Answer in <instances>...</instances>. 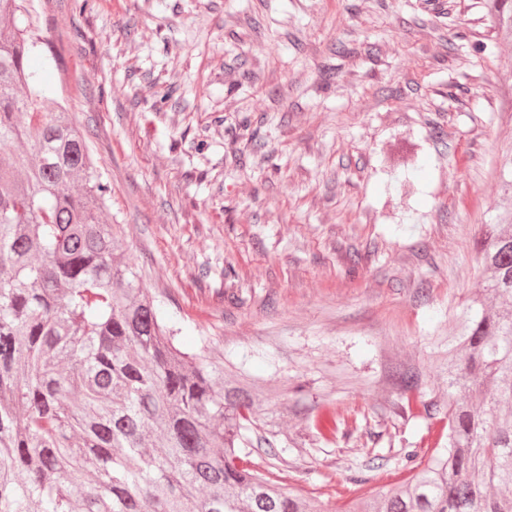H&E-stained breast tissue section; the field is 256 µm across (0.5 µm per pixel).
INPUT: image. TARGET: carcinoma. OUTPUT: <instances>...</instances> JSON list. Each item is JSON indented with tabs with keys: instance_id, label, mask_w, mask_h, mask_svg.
Returning <instances> with one entry per match:
<instances>
[{
	"instance_id": "cac0c4a2",
	"label": "carcinoma",
	"mask_w": 512,
	"mask_h": 512,
	"mask_svg": "<svg viewBox=\"0 0 512 512\" xmlns=\"http://www.w3.org/2000/svg\"><path fill=\"white\" fill-rule=\"evenodd\" d=\"M0 0V512H323L248 466L263 390L179 328L117 253L85 133L28 61L49 48ZM512 34V0H491ZM448 335V443L345 512H512V213ZM309 427L336 437L330 412Z\"/></svg>"
}]
</instances>
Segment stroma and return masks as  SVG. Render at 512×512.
<instances>
[{"label": "stroma", "instance_id": "35a3bbf8", "mask_svg": "<svg viewBox=\"0 0 512 512\" xmlns=\"http://www.w3.org/2000/svg\"><path fill=\"white\" fill-rule=\"evenodd\" d=\"M487 2H26L61 58L30 66L86 131L120 252L185 347L208 337L263 386L279 427L252 462L327 512L447 440L436 353L511 203L512 40ZM325 410L347 437L312 434Z\"/></svg>", "mask_w": 512, "mask_h": 512}]
</instances>
